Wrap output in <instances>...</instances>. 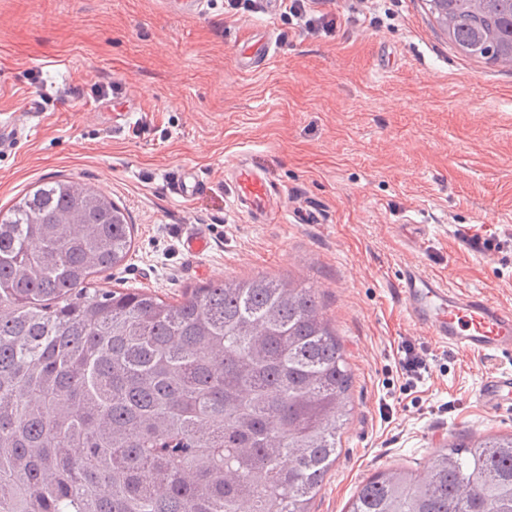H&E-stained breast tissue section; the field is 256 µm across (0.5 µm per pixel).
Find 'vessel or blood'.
I'll return each mask as SVG.
<instances>
[{
  "instance_id": "obj_1",
  "label": "vessel or blood",
  "mask_w": 512,
  "mask_h": 512,
  "mask_svg": "<svg viewBox=\"0 0 512 512\" xmlns=\"http://www.w3.org/2000/svg\"><path fill=\"white\" fill-rule=\"evenodd\" d=\"M234 206L260 219L280 209L282 200L271 179L254 164L241 161L229 171ZM396 292L410 320L438 342L480 356H512V306L428 275L409 263L397 274ZM477 401L488 413L512 412V371L482 379Z\"/></svg>"
}]
</instances>
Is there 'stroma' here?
<instances>
[{"label":"stroma","mask_w":512,"mask_h":512,"mask_svg":"<svg viewBox=\"0 0 512 512\" xmlns=\"http://www.w3.org/2000/svg\"><path fill=\"white\" fill-rule=\"evenodd\" d=\"M335 32L295 35L266 0L186 18L162 0H0V119L20 133L0 150V209L60 178L112 198L133 226L127 259L102 287L184 289L265 275L315 289L353 383L341 452L311 512H346L378 471L423 472L466 436L512 432V415L476 402L483 375L512 357L450 350L415 326L396 297L400 266L512 305V68L459 55L426 0H319ZM273 44L244 71V49ZM114 93L74 105L72 89ZM43 89L52 102L27 112ZM139 104L116 130L124 99ZM247 159L285 194L256 224L232 205L226 169ZM181 169L203 190L185 200ZM318 205L320 224L294 223ZM427 226L415 246L409 220ZM201 232L206 251L189 253ZM480 236L492 248L467 242ZM424 350L430 370L407 386L397 350ZM389 414H381V403Z\"/></svg>","instance_id":"1"}]
</instances>
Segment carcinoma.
I'll return each mask as SVG.
<instances>
[{
  "mask_svg": "<svg viewBox=\"0 0 512 512\" xmlns=\"http://www.w3.org/2000/svg\"><path fill=\"white\" fill-rule=\"evenodd\" d=\"M461 55L512 67V0H427ZM132 224L41 183L0 211V512H309L351 372L315 290L256 276L178 303L100 288ZM347 512H512V433L380 471Z\"/></svg>",
  "mask_w": 512,
  "mask_h": 512,
  "instance_id": "carcinoma-1",
  "label": "carcinoma"
}]
</instances>
